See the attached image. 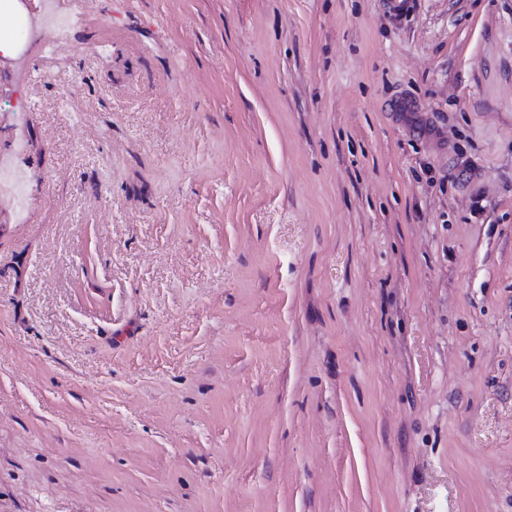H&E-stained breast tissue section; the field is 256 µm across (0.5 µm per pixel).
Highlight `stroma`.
<instances>
[{
  "instance_id": "obj_1",
  "label": "stroma",
  "mask_w": 512,
  "mask_h": 512,
  "mask_svg": "<svg viewBox=\"0 0 512 512\" xmlns=\"http://www.w3.org/2000/svg\"><path fill=\"white\" fill-rule=\"evenodd\" d=\"M70 39L0 72V512H512V0Z\"/></svg>"
}]
</instances>
